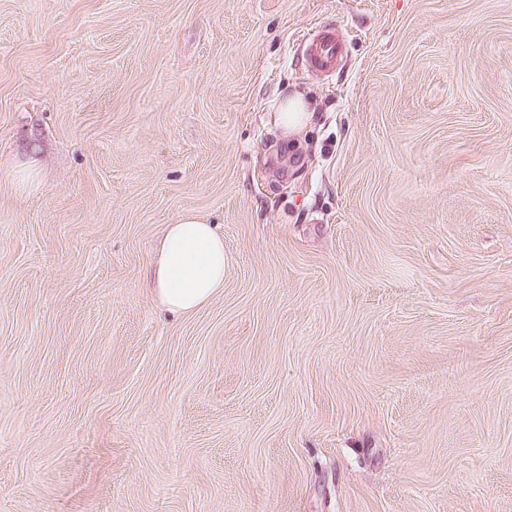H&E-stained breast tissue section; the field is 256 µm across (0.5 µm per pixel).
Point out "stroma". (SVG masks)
Masks as SVG:
<instances>
[{
    "label": "stroma",
    "mask_w": 512,
    "mask_h": 512,
    "mask_svg": "<svg viewBox=\"0 0 512 512\" xmlns=\"http://www.w3.org/2000/svg\"><path fill=\"white\" fill-rule=\"evenodd\" d=\"M0 512H512V0H0ZM343 55V43L337 27L320 25L303 42L302 57L312 74L332 73ZM283 137H298L310 124L312 112L308 100L300 91L283 99L278 117ZM148 277L162 310L173 316L198 311L224 288V236L191 215L165 225Z\"/></svg>",
    "instance_id": "1"
}]
</instances>
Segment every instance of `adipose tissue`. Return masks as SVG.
Returning a JSON list of instances; mask_svg holds the SVG:
<instances>
[{"label": "adipose tissue", "mask_w": 512, "mask_h": 512, "mask_svg": "<svg viewBox=\"0 0 512 512\" xmlns=\"http://www.w3.org/2000/svg\"><path fill=\"white\" fill-rule=\"evenodd\" d=\"M148 277L160 308L178 316L206 306L224 286V237L194 216L165 225Z\"/></svg>", "instance_id": "obj_1"}]
</instances>
